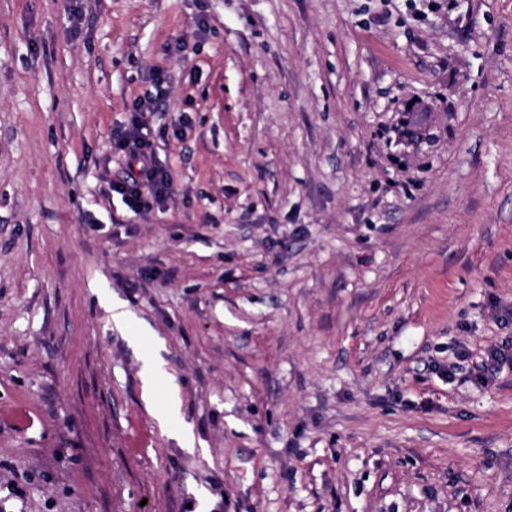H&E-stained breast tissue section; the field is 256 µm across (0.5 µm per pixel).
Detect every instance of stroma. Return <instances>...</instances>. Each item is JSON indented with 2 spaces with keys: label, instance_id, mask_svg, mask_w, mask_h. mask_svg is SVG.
<instances>
[{
  "label": "stroma",
  "instance_id": "35a3bbf8",
  "mask_svg": "<svg viewBox=\"0 0 512 512\" xmlns=\"http://www.w3.org/2000/svg\"><path fill=\"white\" fill-rule=\"evenodd\" d=\"M510 340L512 0H0V512H512ZM143 108L144 104L136 103L127 123L112 136V149L128 157V172L125 178L112 181L109 190L136 214L153 204L160 206L175 192L171 169L157 160L153 144L143 132ZM507 360L512 361V343L511 347L507 344L489 348L474 366L476 379L488 384L500 370V364Z\"/></svg>",
  "mask_w": 512,
  "mask_h": 512
}]
</instances>
